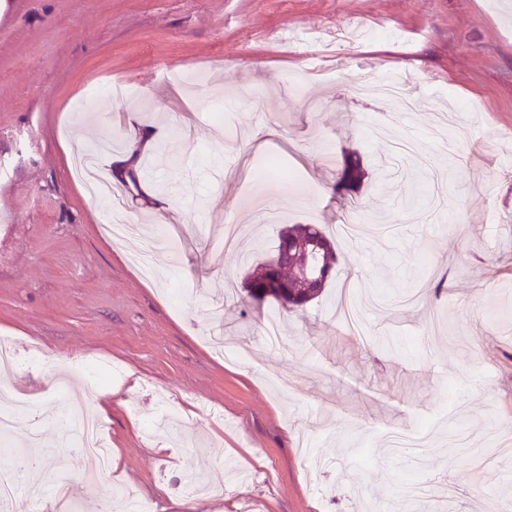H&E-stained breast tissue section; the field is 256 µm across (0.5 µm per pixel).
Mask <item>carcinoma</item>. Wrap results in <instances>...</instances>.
<instances>
[{"mask_svg": "<svg viewBox=\"0 0 512 512\" xmlns=\"http://www.w3.org/2000/svg\"><path fill=\"white\" fill-rule=\"evenodd\" d=\"M308 242L307 252H315L318 266L323 268V279L317 286L305 292L296 290L294 283L303 273L305 255L291 258L284 265L274 266L270 260L257 263L245 276V288L248 296L263 302L271 299L282 306L304 307L318 298L329 281L336 266L337 256L333 238L317 224H292L281 228L274 251H280L285 242Z\"/></svg>", "mask_w": 512, "mask_h": 512, "instance_id": "1", "label": "carcinoma"}]
</instances>
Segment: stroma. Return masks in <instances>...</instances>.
<instances>
[{"label": "stroma", "instance_id": "stroma-1", "mask_svg": "<svg viewBox=\"0 0 512 512\" xmlns=\"http://www.w3.org/2000/svg\"><path fill=\"white\" fill-rule=\"evenodd\" d=\"M365 29L327 51L290 28ZM417 76V108L354 81ZM131 86L118 100L105 87ZM146 174L127 191L147 278L72 174L76 150ZM357 164L350 189L337 182ZM512 12L504 0H0V334L48 365L121 367L112 401L79 374L9 373L37 401L76 512L108 488L151 512H501L512 503ZM318 224L335 277L305 308L248 299L278 231ZM276 317L280 345L263 340ZM176 412L161 451L145 433ZM103 404L112 471L50 409ZM137 402L130 413L129 402ZM207 476L205 491L181 489Z\"/></svg>", "mask_w": 512, "mask_h": 512}]
</instances>
